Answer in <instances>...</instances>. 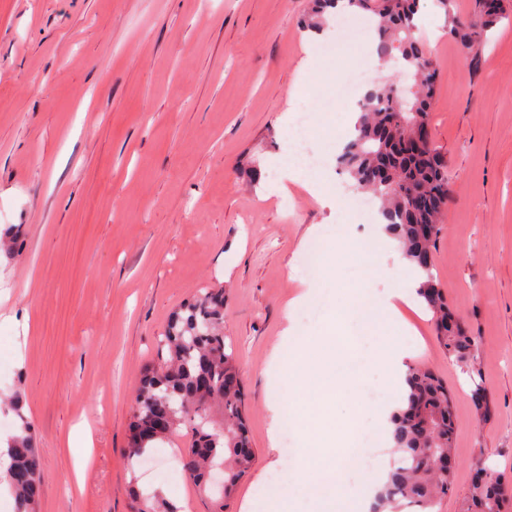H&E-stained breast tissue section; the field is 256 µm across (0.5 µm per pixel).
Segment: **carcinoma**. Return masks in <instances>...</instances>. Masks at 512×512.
I'll return each instance as SVG.
<instances>
[{
	"label": "carcinoma",
	"mask_w": 512,
	"mask_h": 512,
	"mask_svg": "<svg viewBox=\"0 0 512 512\" xmlns=\"http://www.w3.org/2000/svg\"><path fill=\"white\" fill-rule=\"evenodd\" d=\"M512 0H475L471 18L448 20V35L459 44L466 65L474 70L482 57L487 33ZM338 0H310L308 25L323 27ZM420 0H347V6L371 13L378 59L413 72L415 91L404 100L395 82L376 84L363 95L354 136L336 156V165L355 186L380 203L387 232L403 256L419 268L424 281L417 291L434 316L442 350L468 374L472 400L482 419L491 414V400L480 380L476 352L479 337L457 322L434 274L433 250L448 222V159L430 145L408 155L398 144L416 129L432 125L431 102L436 68L425 44L414 37ZM163 346L169 365L144 372L127 440L129 457L143 455L149 445L169 439L187 421L194 422L184 449V470L199 491L209 490L215 462L224 463L222 495L213 512H226L241 479L252 469L244 389L232 346L224 336V289L207 288L172 315ZM409 394L392 417L398 453L374 512H402L418 507L431 512L449 491L453 472L434 463L452 454L455 430L448 384L431 369L412 365L406 373ZM6 478L15 498V512H34L43 485V469L29 432L8 441ZM131 512H181L165 497H146L133 490ZM464 512H506L501 477L488 473L473 479Z\"/></svg>",
	"instance_id": "carcinoma-1"
}]
</instances>
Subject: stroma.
I'll return each mask as SVG.
<instances>
[{"label": "stroma", "mask_w": 512, "mask_h": 512, "mask_svg": "<svg viewBox=\"0 0 512 512\" xmlns=\"http://www.w3.org/2000/svg\"><path fill=\"white\" fill-rule=\"evenodd\" d=\"M421 6L419 36L437 69L432 135L450 188L434 272L481 340L493 414L477 417L468 375L420 306L407 313L413 336L365 338L356 318L339 324L362 374L336 423L352 406L388 401L364 368L373 353L408 346L410 363L454 395V487L434 512H461L477 468L512 483V12L489 32L475 73L447 34L448 15L466 21L474 0H452L446 12L434 0ZM306 10L307 0H0V231L20 229L16 248L0 254V437L26 422L35 433L44 474L36 512H130L134 485L146 496L165 488L184 512H211L218 489L201 496L182 466L187 428L151 450L157 477L126 450L141 374L167 360L161 339L173 311L204 288L224 291L255 456L227 512H244L261 482L257 512H273L303 446L300 425L274 413L284 329L316 335L348 295L402 286L393 252L361 249L374 224L299 187L274 189L282 120L304 109L324 176L353 193L336 169L352 107L329 111L325 99L359 68L374 84L413 83L335 21L312 39ZM320 258L335 277L289 309ZM17 395L20 419L9 405ZM79 423L93 436L81 485L67 446Z\"/></svg>", "instance_id": "stroma-1"}]
</instances>
